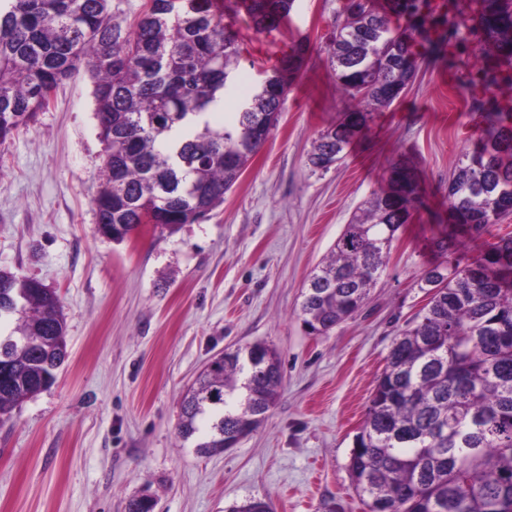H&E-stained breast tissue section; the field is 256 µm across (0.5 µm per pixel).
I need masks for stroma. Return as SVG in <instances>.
<instances>
[{
	"mask_svg": "<svg viewBox=\"0 0 512 512\" xmlns=\"http://www.w3.org/2000/svg\"><path fill=\"white\" fill-rule=\"evenodd\" d=\"M336 0H296L256 32L234 0L244 84L308 38L312 52L267 142L204 221L96 233L92 197L104 145L94 81L79 70L49 107L0 144V270L61 300L69 356L47 390L0 422V512H227L252 499L274 512H366L348 464L396 335L423 306L431 229L450 222L448 184L472 149V64L481 42L421 64L399 100L338 165L311 171L320 130L347 104L327 65ZM415 164L424 205L393 242L364 309L328 334L297 317L311 270L398 156ZM263 342L281 360L277 404L235 448L205 457L177 433L181 397L214 357Z\"/></svg>",
	"mask_w": 512,
	"mask_h": 512,
	"instance_id": "35a3bbf8",
	"label": "stroma"
}]
</instances>
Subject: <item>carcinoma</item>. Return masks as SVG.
Masks as SVG:
<instances>
[{
  "mask_svg": "<svg viewBox=\"0 0 512 512\" xmlns=\"http://www.w3.org/2000/svg\"><path fill=\"white\" fill-rule=\"evenodd\" d=\"M296 0H241L254 28L271 32ZM478 35L495 54L475 67L471 84L512 91V0H347L336 12L327 62L352 104L320 131L307 156L326 172L370 128L375 114L405 91L419 61ZM309 50L299 39L217 127L211 106L235 83L240 52L217 0H149L133 27L112 20L110 0H0V143L47 108L42 90L75 70L95 84L104 154L92 201L96 230L117 224H167L173 234L224 203L248 162L277 125ZM478 110L480 137L448 187L453 223L434 238L443 261L425 268L417 287L430 294L394 339L378 376L348 465L367 512H512V236L492 227L512 214V109ZM421 204L405 159L386 186L353 213L310 274L297 317L325 335L357 315L384 273L398 231ZM485 242L464 261L457 232ZM0 419L34 387H49L67 359L66 320L58 294L34 278L0 270ZM271 354L252 363L247 353ZM281 362L265 343L204 370L181 399L178 435L197 453L225 451L228 437L254 432L275 406ZM230 512H272L253 499Z\"/></svg>",
  "mask_w": 512,
  "mask_h": 512,
  "instance_id": "carcinoma-1",
  "label": "carcinoma"
}]
</instances>
